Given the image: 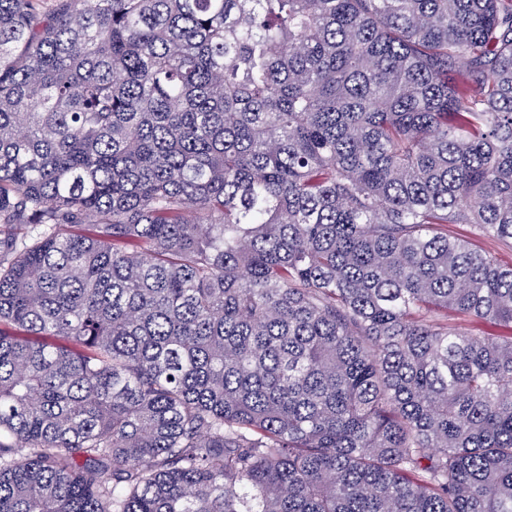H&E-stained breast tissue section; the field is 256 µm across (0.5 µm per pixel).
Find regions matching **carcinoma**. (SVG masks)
I'll return each mask as SVG.
<instances>
[{
    "instance_id": "1",
    "label": "carcinoma",
    "mask_w": 512,
    "mask_h": 512,
    "mask_svg": "<svg viewBox=\"0 0 512 512\" xmlns=\"http://www.w3.org/2000/svg\"><path fill=\"white\" fill-rule=\"evenodd\" d=\"M447 224L512 244V0H0V512H512Z\"/></svg>"
}]
</instances>
